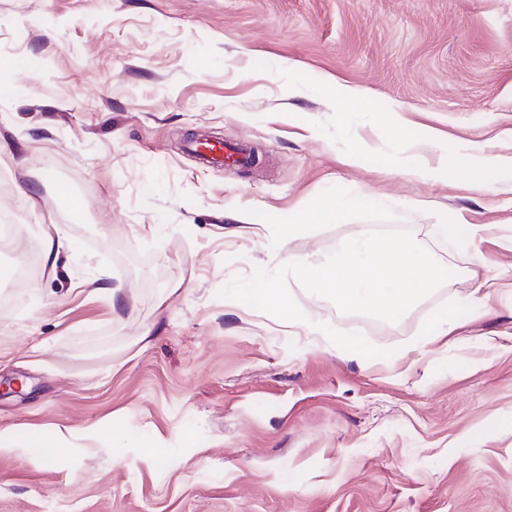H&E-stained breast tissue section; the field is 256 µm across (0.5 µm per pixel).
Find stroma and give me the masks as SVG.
<instances>
[{"instance_id":"obj_1","label":"stroma","mask_w":512,"mask_h":512,"mask_svg":"<svg viewBox=\"0 0 512 512\" xmlns=\"http://www.w3.org/2000/svg\"><path fill=\"white\" fill-rule=\"evenodd\" d=\"M27 56L0 86V512H512V168L443 170L512 158V0H0V62ZM200 139L258 160L202 164ZM458 215L486 230L451 248ZM373 225L450 279L396 322L289 288L379 357L220 295ZM372 200V196L367 195L358 200L320 198L311 202L301 217H307L322 223L346 224L354 210L370 204Z\"/></svg>"}]
</instances>
